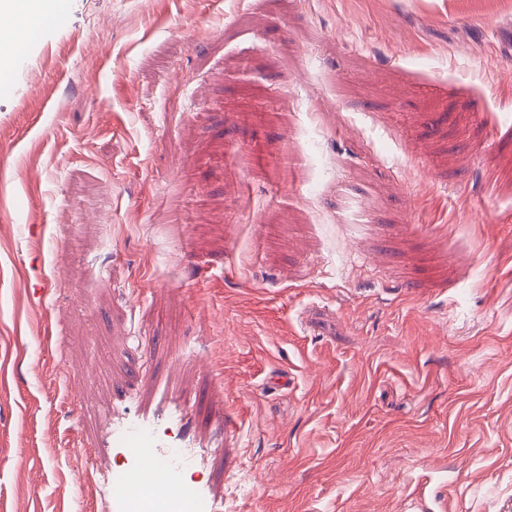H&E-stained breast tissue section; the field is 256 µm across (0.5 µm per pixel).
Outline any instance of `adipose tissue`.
Here are the masks:
<instances>
[{
	"mask_svg": "<svg viewBox=\"0 0 512 512\" xmlns=\"http://www.w3.org/2000/svg\"><path fill=\"white\" fill-rule=\"evenodd\" d=\"M57 9V0H0V67L20 54L22 26H35Z\"/></svg>",
	"mask_w": 512,
	"mask_h": 512,
	"instance_id": "obj_1",
	"label": "adipose tissue"
}]
</instances>
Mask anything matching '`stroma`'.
I'll list each match as a JSON object with an SVG mask.
<instances>
[{"instance_id": "stroma-1", "label": "stroma", "mask_w": 512, "mask_h": 512, "mask_svg": "<svg viewBox=\"0 0 512 512\" xmlns=\"http://www.w3.org/2000/svg\"><path fill=\"white\" fill-rule=\"evenodd\" d=\"M23 40L0 512H119L143 429L211 512H512V0H63Z\"/></svg>"}]
</instances>
